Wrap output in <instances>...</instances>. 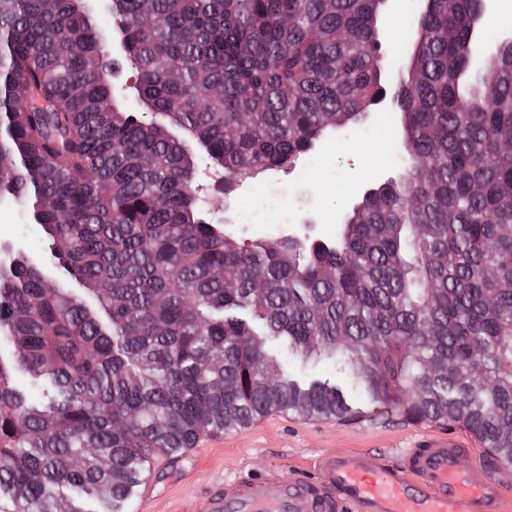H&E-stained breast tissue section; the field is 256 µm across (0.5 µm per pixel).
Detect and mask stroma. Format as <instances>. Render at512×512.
I'll return each mask as SVG.
<instances>
[{
  "label": "stroma",
  "mask_w": 512,
  "mask_h": 512,
  "mask_svg": "<svg viewBox=\"0 0 512 512\" xmlns=\"http://www.w3.org/2000/svg\"><path fill=\"white\" fill-rule=\"evenodd\" d=\"M398 128L394 113L375 110L333 131L331 149L316 147L311 161L229 189L223 168L198 156L193 179L202 215L250 241L279 236L306 219L314 223L312 237L335 240L347 208L374 183L399 175ZM354 169L361 180L346 183ZM8 243L30 255L47 246L42 229L25 226L11 205L0 209V245ZM438 430L434 423L405 421L396 411L328 422L274 411L196 453L159 462L152 484L141 491L138 512H205L209 496L234 479L281 466L310 471L331 450L396 455Z\"/></svg>",
  "instance_id": "35a3bbf8"
}]
</instances>
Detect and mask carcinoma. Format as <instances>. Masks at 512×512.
<instances>
[{"instance_id":"carcinoma-1","label":"carcinoma","mask_w":512,"mask_h":512,"mask_svg":"<svg viewBox=\"0 0 512 512\" xmlns=\"http://www.w3.org/2000/svg\"><path fill=\"white\" fill-rule=\"evenodd\" d=\"M382 0H112L141 111L81 0H0V197L68 288L0 277V512H118L136 472L271 410L356 400L464 426L512 465V41L468 64L475 0H426L390 65ZM394 99L404 173L334 242L200 217L192 144L246 182ZM329 362L300 382L288 361Z\"/></svg>"}]
</instances>
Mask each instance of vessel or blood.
Segmentation results:
<instances>
[{
	"instance_id": "vessel-or-blood-1",
	"label": "vessel or blood",
	"mask_w": 512,
	"mask_h": 512,
	"mask_svg": "<svg viewBox=\"0 0 512 512\" xmlns=\"http://www.w3.org/2000/svg\"><path fill=\"white\" fill-rule=\"evenodd\" d=\"M466 450L451 432L404 449L399 459L368 451L330 452L315 475L278 468L212 495L208 512H512L505 468L464 471Z\"/></svg>"
}]
</instances>
